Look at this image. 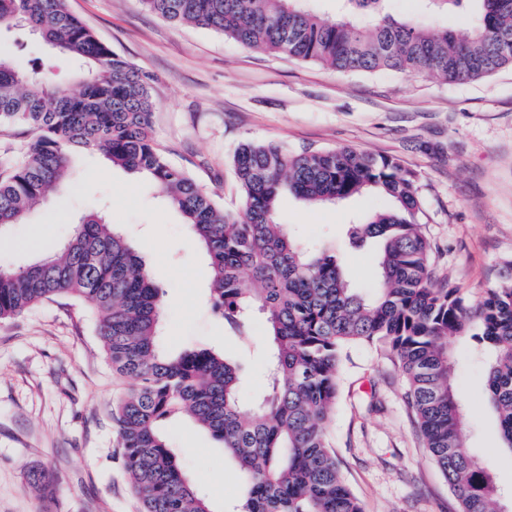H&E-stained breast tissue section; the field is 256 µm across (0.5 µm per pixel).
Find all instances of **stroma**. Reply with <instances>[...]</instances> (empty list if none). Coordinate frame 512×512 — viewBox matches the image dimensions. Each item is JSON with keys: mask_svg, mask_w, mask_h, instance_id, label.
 Instances as JSON below:
<instances>
[{"mask_svg": "<svg viewBox=\"0 0 512 512\" xmlns=\"http://www.w3.org/2000/svg\"><path fill=\"white\" fill-rule=\"evenodd\" d=\"M66 3L114 54L143 70L156 103V144L225 208L240 204L231 159L246 141L390 156L417 175L420 221L440 276L470 305L498 283L503 261L512 259V67L463 83L339 73L170 23L140 0ZM0 49L43 69L58 92L69 90L72 63L41 40L20 32L1 40ZM67 180V193L49 192L25 223L0 232V263L23 265L59 250L81 214L105 210L163 289V350L224 352L244 370L245 400L259 395L270 353L266 322L253 315L246 339L225 327L211 308L209 259L182 214L140 175L92 149L79 150ZM390 206L374 194L318 206L286 194L278 218L305 243L336 246L352 287L364 288L375 279L376 248L350 247L348 227ZM448 345L467 446L490 466L501 504H510L512 453L502 449L483 402L484 359L469 339ZM349 354L329 428L347 486L365 512H457L416 429L392 355L375 345ZM129 388L113 372L84 304L58 298L0 321V512H142L112 416ZM163 428L212 512H233L237 465L189 416ZM35 470L50 475L47 488L31 485Z\"/></svg>", "mask_w": 512, "mask_h": 512, "instance_id": "1", "label": "stroma"}]
</instances>
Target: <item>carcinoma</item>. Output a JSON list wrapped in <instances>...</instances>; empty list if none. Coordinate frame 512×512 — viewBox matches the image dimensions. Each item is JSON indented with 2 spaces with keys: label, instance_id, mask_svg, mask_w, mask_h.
<instances>
[{
  "label": "carcinoma",
  "instance_id": "cac0c4a2",
  "mask_svg": "<svg viewBox=\"0 0 512 512\" xmlns=\"http://www.w3.org/2000/svg\"><path fill=\"white\" fill-rule=\"evenodd\" d=\"M430 14H470L458 35L418 18L397 19L385 0H339L323 16L308 0H141L171 22L213 29L249 49L285 54L339 72L393 71L463 82L512 66V0H421ZM24 26L79 71L65 94L39 68L0 52V124L34 139L0 174V229L23 222L49 189L63 186L73 153L100 151L143 175L206 249L210 301L240 329L254 312L273 336L266 387L244 403L239 366L208 348L177 356L159 341L162 292L123 232L107 217L81 220L64 251L25 266L0 264V320L59 296L98 317L112 369L133 381L116 406L119 447L143 512H211L161 431L187 412L241 473L238 512H363L346 486L328 429L353 344H377L396 360L424 443L458 501V512H503L488 467L464 437L450 375L448 338L470 337L490 354L485 404L512 452V260L475 310L438 278L433 247L418 224L415 172L397 159L350 147L295 152L248 141L232 157L242 204L224 210L156 147L155 102L140 68L115 55L65 0H0V34ZM311 203L367 191L394 208L352 224L348 238L379 244L376 281L362 294L346 280L333 246H308L277 221L282 191Z\"/></svg>",
  "mask_w": 512,
  "mask_h": 512
}]
</instances>
